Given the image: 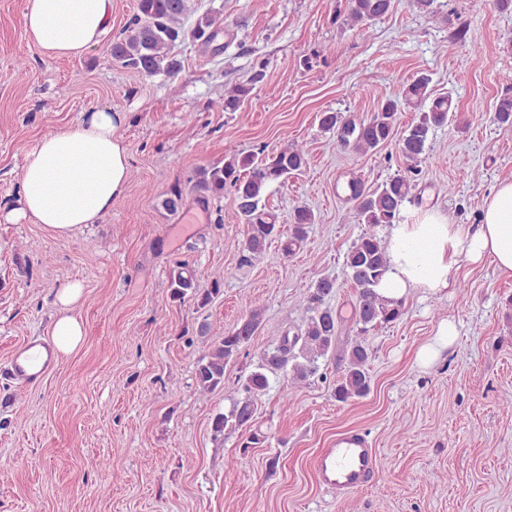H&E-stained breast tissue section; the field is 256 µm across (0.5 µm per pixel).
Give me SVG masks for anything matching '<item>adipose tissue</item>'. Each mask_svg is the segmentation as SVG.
Returning <instances> with one entry per match:
<instances>
[{
	"mask_svg": "<svg viewBox=\"0 0 512 512\" xmlns=\"http://www.w3.org/2000/svg\"><path fill=\"white\" fill-rule=\"evenodd\" d=\"M111 14L112 0H25V34L47 57L80 58L99 46ZM124 119L109 109L90 110L75 125L43 136L24 156L19 199L8 219L41 225L61 239L100 221L129 177L128 150L117 135ZM386 232L390 268L377 287L385 298L448 290L450 271L462 259L489 261L512 275V179H500L484 196L477 225L453 224L419 206ZM82 299L77 280L55 291L54 355H69L82 343L84 327L73 314Z\"/></svg>",
	"mask_w": 512,
	"mask_h": 512,
	"instance_id": "1",
	"label": "adipose tissue"
}]
</instances>
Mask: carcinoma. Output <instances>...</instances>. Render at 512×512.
<instances>
[{
	"label": "carcinoma",
	"instance_id": "obj_1",
	"mask_svg": "<svg viewBox=\"0 0 512 512\" xmlns=\"http://www.w3.org/2000/svg\"><path fill=\"white\" fill-rule=\"evenodd\" d=\"M392 7V0H347L346 21L351 26H365L384 16ZM190 13V0H136L135 11L128 26L112 42L108 51L111 61L125 69L145 76L159 74L173 76L180 60L173 53L187 35L209 46L220 28L217 17L204 14L188 30L185 20ZM430 79L414 75L403 85L401 97L415 115L397 135L400 126L398 102L392 98L380 101L377 112L370 118L355 123L342 119L337 112L320 116L321 128L335 131L340 140L351 144L362 153L373 152L398 139L399 153L405 170L387 180L373 191L366 190L358 181L348 183L351 199L355 201L357 223L368 227L346 254V267L356 291L355 318L359 333L398 320L404 313L403 304L387 300L376 292V286L388 270L389 257L383 239L376 229L400 221L406 205L416 201L414 190L422 176L421 164L438 166L430 155V141L439 128L448 125L455 114L450 96H435L429 89ZM251 88L235 85L227 90L218 107L234 112ZM494 121L505 129H512V95L501 96L496 104ZM307 165L306 151L298 146H285L277 152L244 153L229 148L224 164L194 168L191 191L199 202L224 201L246 226V238L240 252V263L252 264L273 241L280 242L286 256L302 249L315 214L306 207H297L289 217L288 229H283L279 215L267 203L268 189ZM169 297L181 301L187 296L197 298L199 308L211 302V294H201L197 288V272L188 263L174 262L168 274ZM335 284L328 279L317 280L302 299L305 313L304 328L299 333L285 335L280 344L260 353L258 361L242 382V396L229 410L218 413L211 423L213 436L228 433H246L244 447L257 444L259 434L253 430L258 405L270 388L271 377H288V387L282 391L283 410L292 404V388L316 374L319 359L336 349L339 321L329 302L335 294ZM263 309L255 306L237 325L224 332L209 346L207 353L196 362L194 379L197 390L208 394L224 385L225 368L256 334L261 324ZM369 351L365 342L356 339L347 353V363L336 379L333 395L338 402L362 398L370 392L368 370Z\"/></svg>",
	"mask_w": 512,
	"mask_h": 512
}]
</instances>
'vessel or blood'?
Returning <instances> with one entry per match:
<instances>
[{"instance_id": "obj_1", "label": "vessel or blood", "mask_w": 512, "mask_h": 512, "mask_svg": "<svg viewBox=\"0 0 512 512\" xmlns=\"http://www.w3.org/2000/svg\"><path fill=\"white\" fill-rule=\"evenodd\" d=\"M377 466L376 450L365 434L355 431L340 434L335 443L321 449L314 459L319 483L344 493L367 487Z\"/></svg>"}]
</instances>
